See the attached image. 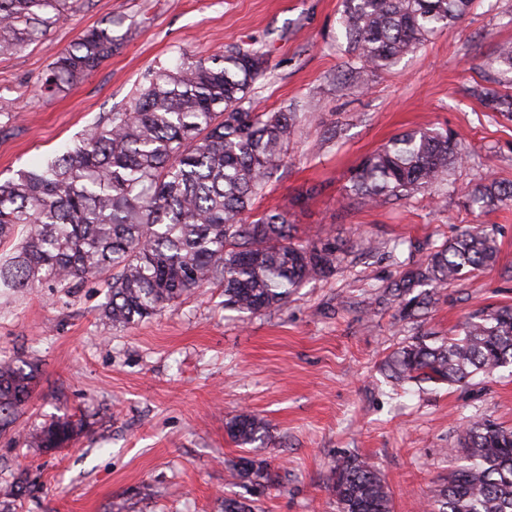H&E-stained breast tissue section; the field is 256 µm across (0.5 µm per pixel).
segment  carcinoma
<instances>
[{
    "label": "carcinoma",
    "mask_w": 512,
    "mask_h": 512,
    "mask_svg": "<svg viewBox=\"0 0 512 512\" xmlns=\"http://www.w3.org/2000/svg\"><path fill=\"white\" fill-rule=\"evenodd\" d=\"M79 0H0V55L38 40L72 15ZM471 0H344L342 36L361 69L387 70L429 35L455 25ZM113 18L88 29L53 63L42 84L51 93L77 82L112 56ZM266 54L231 44L207 59L161 66L129 106L87 126L45 164L0 183V244L24 230L0 263V291L97 281L108 289L100 320L125 327L207 285L224 289V308L256 314L277 309L303 283L333 273L345 250L330 241L302 242L288 213H253L255 200L284 167L299 114L258 112L249 93L265 75ZM475 96L491 112L512 114V96L486 87ZM462 162L448 132L414 129L365 157L347 195L383 204L418 189H442ZM471 205L492 209L512 200V184L484 180ZM494 231L478 226L436 247L392 286L404 317L431 303L433 290L494 265ZM512 365V305L489 306L429 344L417 337L384 364L395 380L466 384ZM37 373L26 362L0 360V434L30 399ZM68 417L27 433L31 448H62L79 435ZM263 420L241 414L227 423L239 446L264 437ZM465 464L438 494V512H512V430L491 421L466 429ZM232 476L269 483L266 463L242 457ZM339 512H390L389 491L374 465L358 456L336 461L330 474Z\"/></svg>",
    "instance_id": "obj_1"
}]
</instances>
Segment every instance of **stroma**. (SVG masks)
I'll return each mask as SVG.
<instances>
[{"instance_id": "stroma-1", "label": "stroma", "mask_w": 512, "mask_h": 512, "mask_svg": "<svg viewBox=\"0 0 512 512\" xmlns=\"http://www.w3.org/2000/svg\"><path fill=\"white\" fill-rule=\"evenodd\" d=\"M343 0H82L79 10L21 51L0 56V181L53 156L106 113L127 106L146 75L180 58L207 59L228 44L261 47L268 69L251 93L261 112L303 117L286 168L255 206L287 211L297 239L348 246L336 272L256 315L199 289L152 319L103 325L98 283L0 295V359H21L38 383L14 434L0 435V487L28 482L0 512H222L225 498L257 512H338L329 475L357 455L379 470L391 512H421L462 463L468 425L512 428V371L465 385L399 383L382 368L417 336L441 340L469 314L512 305V201L479 213L465 200L484 178L512 183V117L472 90L512 95V73L492 66L512 43V0H474L453 27L388 71L357 65L339 38ZM118 45L75 85L41 94L55 59L109 18ZM454 134L463 160L446 193L420 190L373 207L346 198L352 170L393 136ZM494 228L489 269L437 289L409 320L388 287L435 246L468 227ZM372 250L355 249L359 238ZM263 419V442L237 446L229 419ZM82 421L64 448H31L15 435L60 417ZM268 463L262 491L235 480L239 457Z\"/></svg>"}]
</instances>
